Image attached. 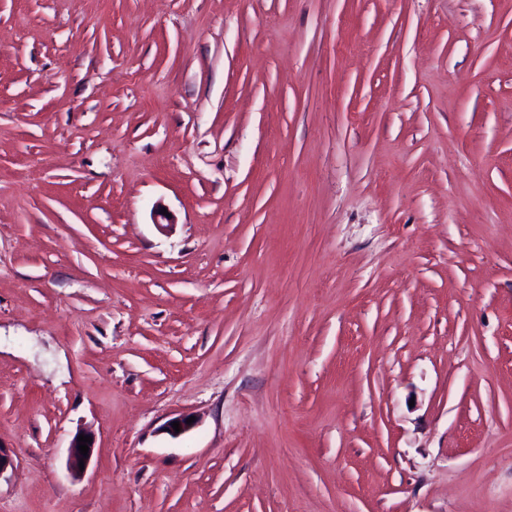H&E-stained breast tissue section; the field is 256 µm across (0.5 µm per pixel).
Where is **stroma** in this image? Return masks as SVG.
Returning <instances> with one entry per match:
<instances>
[{"instance_id": "obj_1", "label": "stroma", "mask_w": 512, "mask_h": 512, "mask_svg": "<svg viewBox=\"0 0 512 512\" xmlns=\"http://www.w3.org/2000/svg\"><path fill=\"white\" fill-rule=\"evenodd\" d=\"M0 446V512H512V0H0ZM80 434H83V433H78L73 437V439L70 443V446H69V450H68L67 467L71 471V473L74 475L81 474L86 470L87 466L89 465V463L92 459V456L94 454V449H95L93 437L89 434H84V436H90L92 439V442L86 443L87 446L89 447L88 456L81 455L80 451H79V441H78V437L80 436ZM80 460H84V470L83 471H80V468H79Z\"/></svg>"}]
</instances>
